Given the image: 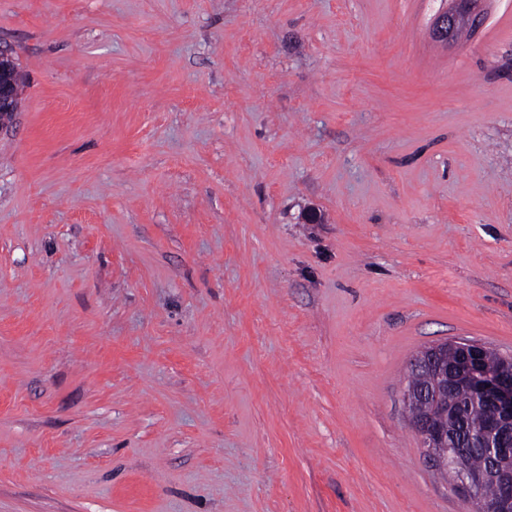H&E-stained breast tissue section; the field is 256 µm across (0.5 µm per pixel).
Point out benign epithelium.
Here are the masks:
<instances>
[{
    "mask_svg": "<svg viewBox=\"0 0 512 512\" xmlns=\"http://www.w3.org/2000/svg\"><path fill=\"white\" fill-rule=\"evenodd\" d=\"M484 0H448V7L436 17L433 34L442 43H454L457 28L475 31L483 17ZM20 74L13 57L0 50V112L16 109L19 99ZM452 353L448 359L446 353ZM491 349L470 341L439 344L427 368L429 384L412 392V400L425 407L440 391L453 392L460 385L468 387L485 410L483 429L455 443V462L452 473L456 482L467 490L485 485L495 488L493 502L483 506L485 512H512V369L489 372L485 367ZM460 412L453 406L443 411L439 421L428 414H417L412 427L421 440L428 457L456 439ZM486 449L487 460L479 469L467 464L470 448Z\"/></svg>",
    "mask_w": 512,
    "mask_h": 512,
    "instance_id": "obj_1",
    "label": "benign epithelium"
}]
</instances>
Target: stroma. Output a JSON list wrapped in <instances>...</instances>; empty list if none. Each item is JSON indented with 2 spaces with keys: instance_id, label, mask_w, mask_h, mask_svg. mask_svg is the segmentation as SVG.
Returning a JSON list of instances; mask_svg holds the SVG:
<instances>
[{
  "instance_id": "1",
  "label": "stroma",
  "mask_w": 512,
  "mask_h": 512,
  "mask_svg": "<svg viewBox=\"0 0 512 512\" xmlns=\"http://www.w3.org/2000/svg\"><path fill=\"white\" fill-rule=\"evenodd\" d=\"M0 0V512H473L424 348L512 356V0ZM484 0H448V7L436 17L433 34L442 43H455L454 34L457 28L466 26L474 32L483 17ZM19 87L20 74L13 57L0 50V112L16 109Z\"/></svg>"
}]
</instances>
